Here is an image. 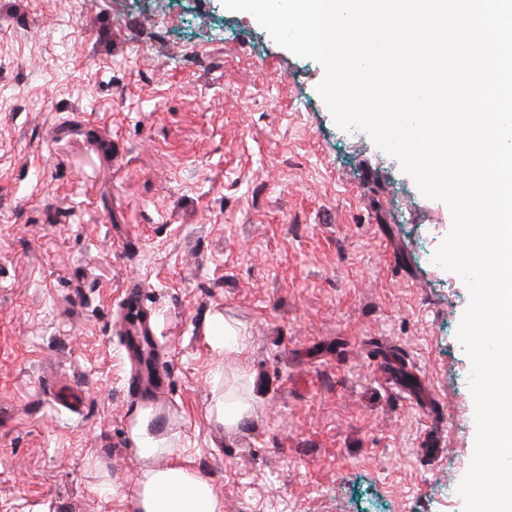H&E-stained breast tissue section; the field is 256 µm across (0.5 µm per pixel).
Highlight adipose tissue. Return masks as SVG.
Wrapping results in <instances>:
<instances>
[{
  "instance_id": "ef3b65f1",
  "label": "adipose tissue",
  "mask_w": 512,
  "mask_h": 512,
  "mask_svg": "<svg viewBox=\"0 0 512 512\" xmlns=\"http://www.w3.org/2000/svg\"><path fill=\"white\" fill-rule=\"evenodd\" d=\"M209 412L227 428L243 425L251 416L248 395L230 389L213 395ZM151 408H139L130 425L140 467L132 490L134 512H224L214 485L177 454L170 438L154 429Z\"/></svg>"
}]
</instances>
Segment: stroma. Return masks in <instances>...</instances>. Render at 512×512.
<instances>
[{
	"label": "stroma",
	"instance_id": "stroma-1",
	"mask_svg": "<svg viewBox=\"0 0 512 512\" xmlns=\"http://www.w3.org/2000/svg\"><path fill=\"white\" fill-rule=\"evenodd\" d=\"M324 76L223 0H0V512H133L142 406L224 512H464L452 214L347 140ZM132 286L166 374L140 398ZM236 383L254 412L227 429L208 407ZM210 336L213 338L214 345L224 350V354L239 355L246 349V341L240 331L230 324L224 315L216 314L211 318Z\"/></svg>",
	"mask_w": 512,
	"mask_h": 512
}]
</instances>
